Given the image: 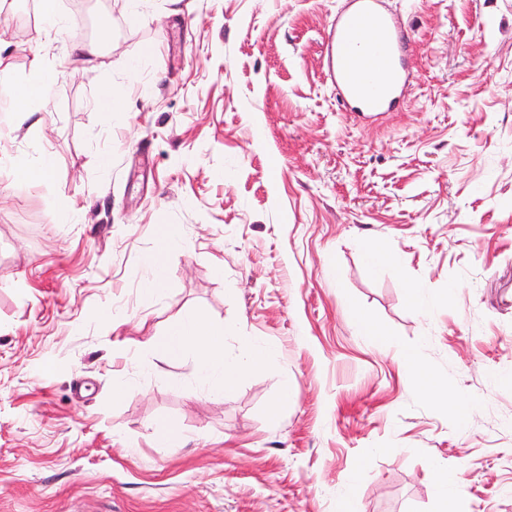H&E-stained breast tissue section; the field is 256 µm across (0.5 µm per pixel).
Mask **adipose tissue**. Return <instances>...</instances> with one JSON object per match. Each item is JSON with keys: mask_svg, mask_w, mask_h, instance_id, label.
<instances>
[{"mask_svg": "<svg viewBox=\"0 0 512 512\" xmlns=\"http://www.w3.org/2000/svg\"><path fill=\"white\" fill-rule=\"evenodd\" d=\"M225 335L224 327L207 324L193 316L179 322L162 342L156 344L155 352L158 356L168 357L184 350L194 351L198 381L219 396L232 390L243 371L263 367L268 357L267 348L257 344L249 346L241 355H227ZM398 361L418 379L421 393L447 403L461 415H468V402L451 390L447 382L435 378L419 355L403 352Z\"/></svg>", "mask_w": 512, "mask_h": 512, "instance_id": "1", "label": "adipose tissue"}]
</instances>
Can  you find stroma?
<instances>
[{
  "label": "stroma",
  "instance_id": "obj_1",
  "mask_svg": "<svg viewBox=\"0 0 512 512\" xmlns=\"http://www.w3.org/2000/svg\"><path fill=\"white\" fill-rule=\"evenodd\" d=\"M383 2L408 86L357 115L325 73L347 0H57L48 37L0 0V100L50 72L20 129L0 112V512H435L439 466L457 512H512V0ZM189 314L266 365L217 398L154 359ZM397 360L418 379L421 393L447 403L461 415H469L468 402L448 388L447 381L435 378L419 355L412 352H401Z\"/></svg>",
  "mask_w": 512,
  "mask_h": 512
}]
</instances>
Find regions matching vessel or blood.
Masks as SVG:
<instances>
[{
    "mask_svg": "<svg viewBox=\"0 0 512 512\" xmlns=\"http://www.w3.org/2000/svg\"><path fill=\"white\" fill-rule=\"evenodd\" d=\"M349 9L334 20L326 37L325 63L336 93L352 112H390L400 103L408 83V39L395 15L381 0H349ZM373 25L381 39L373 48L377 67L358 74V49L352 34L355 22Z\"/></svg>",
    "mask_w": 512,
    "mask_h": 512,
    "instance_id": "vessel-or-blood-1",
    "label": "vessel or blood"
}]
</instances>
